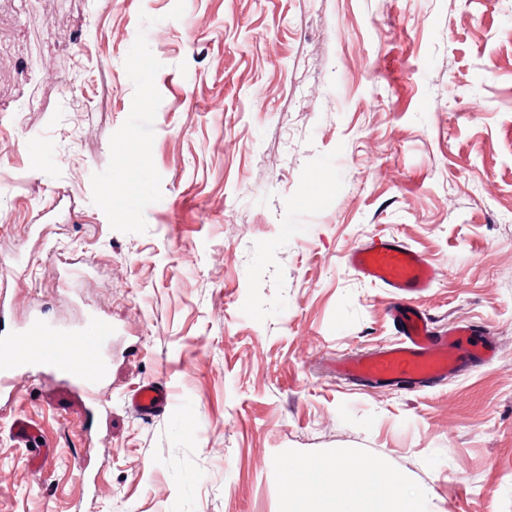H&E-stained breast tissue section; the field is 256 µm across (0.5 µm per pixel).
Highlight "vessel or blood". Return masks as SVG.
Listing matches in <instances>:
<instances>
[{
	"mask_svg": "<svg viewBox=\"0 0 512 512\" xmlns=\"http://www.w3.org/2000/svg\"><path fill=\"white\" fill-rule=\"evenodd\" d=\"M347 261L361 278L386 288L391 297L386 314L398 327L400 338L337 365V372L373 384L417 390L447 379L449 372L485 363L494 354L492 344L478 340L474 326L439 330L412 306V299L427 292L435 277L423 253L387 237L354 247ZM111 340V321L96 314L76 332L32 315L10 335L0 336V397L17 398L38 368L63 377L94 404H101L111 390L104 355ZM127 403L135 413L152 416L164 413L170 399L163 382L148 379L128 396Z\"/></svg>",
	"mask_w": 512,
	"mask_h": 512,
	"instance_id": "b4317fda",
	"label": "vessel or blood"
}]
</instances>
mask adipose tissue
I'll return each instance as SVG.
<instances>
[{
    "mask_svg": "<svg viewBox=\"0 0 512 512\" xmlns=\"http://www.w3.org/2000/svg\"><path fill=\"white\" fill-rule=\"evenodd\" d=\"M338 470L339 461L332 457L312 470L306 491L293 496L292 512H377L381 502L389 505L391 512H422L419 497L405 496L395 482L381 487L363 476L348 493L336 495L333 477Z\"/></svg>",
    "mask_w": 512,
    "mask_h": 512,
    "instance_id": "1",
    "label": "adipose tissue"
}]
</instances>
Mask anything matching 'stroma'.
Returning a JSON list of instances; mask_svg holds the SVG:
<instances>
[{"mask_svg":"<svg viewBox=\"0 0 512 512\" xmlns=\"http://www.w3.org/2000/svg\"><path fill=\"white\" fill-rule=\"evenodd\" d=\"M386 236L496 359L330 373L398 338L346 262ZM0 260L15 323L119 331L107 412L43 374L0 402V512H288L326 457L341 493L364 459L426 512H512V0H6ZM152 377L172 405L135 416Z\"/></svg>","mask_w":512,"mask_h":512,"instance_id":"obj_1","label":"stroma"}]
</instances>
